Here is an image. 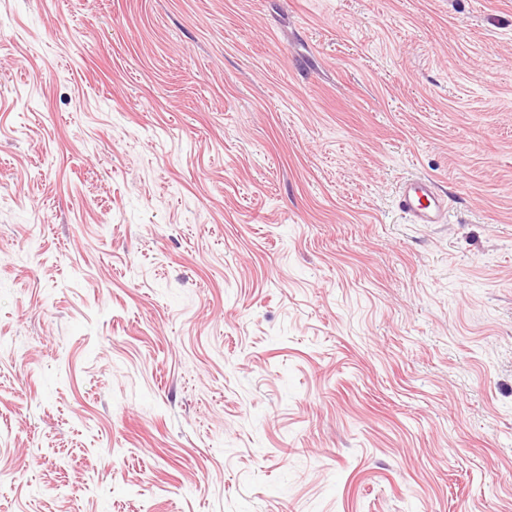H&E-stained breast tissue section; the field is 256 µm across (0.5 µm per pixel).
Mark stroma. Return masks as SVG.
Returning <instances> with one entry per match:
<instances>
[{
    "instance_id": "35a3bbf8",
    "label": "stroma",
    "mask_w": 512,
    "mask_h": 512,
    "mask_svg": "<svg viewBox=\"0 0 512 512\" xmlns=\"http://www.w3.org/2000/svg\"><path fill=\"white\" fill-rule=\"evenodd\" d=\"M0 512H512V0H0ZM398 210L413 224H441L448 214V199L426 179H408L398 191Z\"/></svg>"
}]
</instances>
